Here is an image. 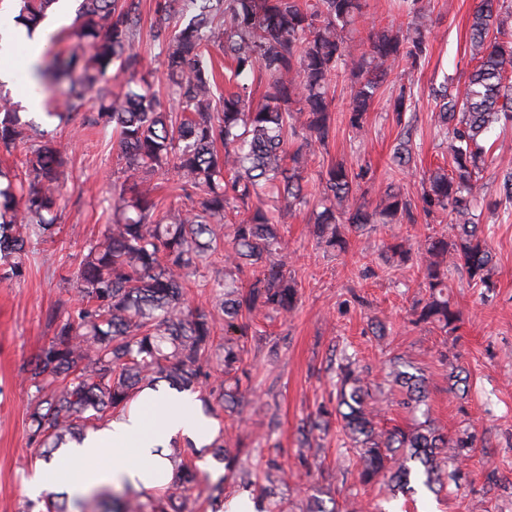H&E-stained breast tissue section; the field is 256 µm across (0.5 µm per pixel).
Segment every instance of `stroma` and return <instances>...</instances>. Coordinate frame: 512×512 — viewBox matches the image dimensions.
<instances>
[{
  "label": "stroma",
  "instance_id": "stroma-1",
  "mask_svg": "<svg viewBox=\"0 0 512 512\" xmlns=\"http://www.w3.org/2000/svg\"><path fill=\"white\" fill-rule=\"evenodd\" d=\"M431 25L429 55L423 68L399 67L378 92L362 134H352L344 116L351 101L349 76L339 77L333 94L335 135L326 150L310 155L306 189L318 195V174L331 163L368 167L361 187L369 201L378 200L394 183L418 200L425 170L441 161L448 143L437 131L433 85L443 78L459 80L468 69L463 57L469 21L476 0H423ZM155 0H141L136 37L142 62L137 82L150 85L162 106H169L165 67L153 38ZM410 85L414 99L406 114L417 143L416 165L404 170L391 156L401 132L391 99L400 84ZM99 101L90 97L66 122L35 117L29 142L54 141L60 146L69 178L61 189L54 242L31 238L26 273L19 280L0 279V512H41L31 503L23 482L35 471L55 491L67 485L46 467L28 441L27 411L37 391L26 379L29 360L52 338L51 316L69 297L70 279L84 248L112 221L110 203L125 179L111 135L96 123ZM309 210L287 215L281 231L287 242L288 269L298 289L291 313L260 312L252 317L246 340L245 366L251 373L250 403L235 416L214 407L209 420L216 430L241 439L251 455L244 464L256 468L275 459L281 467L278 491L288 512H304L311 498L335 501L338 512H373L380 496L358 481L360 463L353 449L342 447L339 419L319 454H300L298 427L319 406L335 407L332 354L356 355L376 412L378 428L411 426L430 421L454 437L473 435L475 448L463 479L446 481L440 493L398 495L401 512H512V215L483 210L482 224L491 230L493 288H475L464 271L448 272V297L461 313L451 334L426 323H414L413 305L428 291L416 262L399 266L386 259L385 246L401 239L419 247L427 237L453 235L450 222L377 224L350 233L346 252L325 250L310 233ZM222 260L204 268L189 284L190 307L210 312L216 330L224 313L213 283L223 276ZM386 328L376 336L375 324ZM420 371L427 380L425 411L401 404L403 394L387 376L390 361ZM463 372L465 388L453 387L451 372Z\"/></svg>",
  "mask_w": 512,
  "mask_h": 512
}]
</instances>
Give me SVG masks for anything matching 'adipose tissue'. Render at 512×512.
<instances>
[{
    "instance_id": "obj_1",
    "label": "adipose tissue",
    "mask_w": 512,
    "mask_h": 512,
    "mask_svg": "<svg viewBox=\"0 0 512 512\" xmlns=\"http://www.w3.org/2000/svg\"><path fill=\"white\" fill-rule=\"evenodd\" d=\"M63 15L64 7L59 4L34 34H27L22 28L0 31V56L8 54L15 44L24 43L30 49V66L38 67L48 36L61 23ZM166 404L167 413L156 428L148 427L147 415L137 401L125 415L114 418L106 428L71 448L57 462L58 468L69 475L71 490L79 493L109 482L118 487L139 484L149 491L160 480L169 479L170 463L157 453V446L168 445L174 439L198 441L204 423L192 418L198 410L193 396H174Z\"/></svg>"
}]
</instances>
